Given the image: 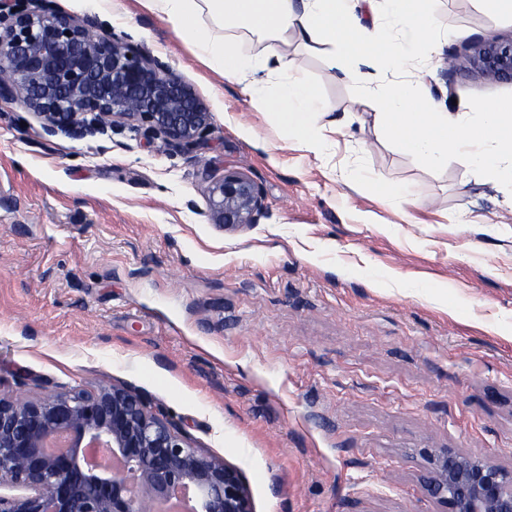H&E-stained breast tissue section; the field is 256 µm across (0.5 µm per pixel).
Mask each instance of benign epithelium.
Listing matches in <instances>:
<instances>
[{
    "label": "benign epithelium",
    "instance_id": "benign-epithelium-1",
    "mask_svg": "<svg viewBox=\"0 0 512 512\" xmlns=\"http://www.w3.org/2000/svg\"><path fill=\"white\" fill-rule=\"evenodd\" d=\"M0 100L21 104L49 132L127 127L148 141L202 143L211 114L194 88L145 48L39 4L0 0ZM512 82V37L475 43L451 70ZM210 223L238 230L266 213L260 186L232 171L207 187ZM425 493L449 512H512V470L450 448L428 453ZM0 512H163L191 494L190 512H252L241 473L192 447L142 397L115 384L58 387L44 397L0 393Z\"/></svg>",
    "mask_w": 512,
    "mask_h": 512
}]
</instances>
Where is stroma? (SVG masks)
Listing matches in <instances>:
<instances>
[{
  "instance_id": "35a3bbf8",
  "label": "stroma",
  "mask_w": 512,
  "mask_h": 512,
  "mask_svg": "<svg viewBox=\"0 0 512 512\" xmlns=\"http://www.w3.org/2000/svg\"><path fill=\"white\" fill-rule=\"evenodd\" d=\"M49 6L144 46L212 127L167 150L126 128L50 133L0 101V391L131 389L241 472L253 512H448L421 489L430 448L512 470V187L453 157L429 169L370 128L317 159L140 0L110 19L97 0ZM428 9L435 53L369 80L410 81L466 117L512 106V83L449 70L511 37L512 16ZM289 51L335 115L359 111L354 82ZM229 170L263 190L252 227L208 220L207 187ZM375 180L408 198L378 200Z\"/></svg>"
}]
</instances>
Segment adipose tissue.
Segmentation results:
<instances>
[{
    "mask_svg": "<svg viewBox=\"0 0 512 512\" xmlns=\"http://www.w3.org/2000/svg\"><path fill=\"white\" fill-rule=\"evenodd\" d=\"M375 0H143L144 6L192 41L197 56L245 93L267 98L282 126L284 143H296L322 154L327 131L336 120L318 87L303 79L299 60L289 55L298 40L319 52L328 71L361 75L363 69L392 62L406 68L420 52L431 51L432 21L427 0H384L399 34L372 35L358 20V2ZM267 41L264 55L238 52L232 33ZM277 92L267 96L269 81ZM359 123H371L378 137L395 142L427 167H446L456 156L481 179L512 183V107H482L476 119L442 110L434 101L415 96L406 84L385 91L364 87Z\"/></svg>",
    "mask_w": 512,
    "mask_h": 512,
    "instance_id": "ef3b65f1",
    "label": "adipose tissue"
}]
</instances>
